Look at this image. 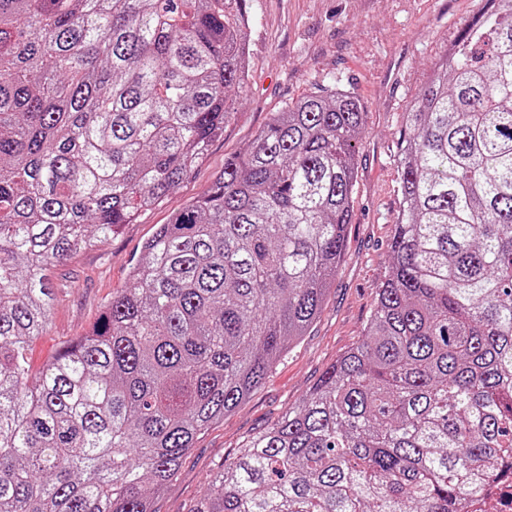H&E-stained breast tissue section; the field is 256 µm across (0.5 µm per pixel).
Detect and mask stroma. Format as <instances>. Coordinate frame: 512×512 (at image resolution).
Here are the masks:
<instances>
[{
    "label": "stroma",
    "instance_id": "1",
    "mask_svg": "<svg viewBox=\"0 0 512 512\" xmlns=\"http://www.w3.org/2000/svg\"><path fill=\"white\" fill-rule=\"evenodd\" d=\"M482 5V0H247L250 76L223 135L137 223L54 268L52 317L27 349L35 374L64 341L89 331L113 295L129 286L144 243L177 208L208 192L225 160L242 150L273 112L333 82L363 102L352 220L321 314L263 383L198 438L176 480L155 500L156 512H187L210 492L214 473L244 437L298 405L326 368L362 340L376 291L389 273L387 245L401 207L397 152L404 112L431 64Z\"/></svg>",
    "mask_w": 512,
    "mask_h": 512
}]
</instances>
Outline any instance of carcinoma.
Masks as SVG:
<instances>
[{
    "instance_id": "1",
    "label": "carcinoma",
    "mask_w": 512,
    "mask_h": 512,
    "mask_svg": "<svg viewBox=\"0 0 512 512\" xmlns=\"http://www.w3.org/2000/svg\"><path fill=\"white\" fill-rule=\"evenodd\" d=\"M246 0H0V512H154L322 311L365 106L285 104L35 377L49 272L163 201L224 133ZM402 209L363 339L189 512H471L512 463V0L405 112Z\"/></svg>"
}]
</instances>
